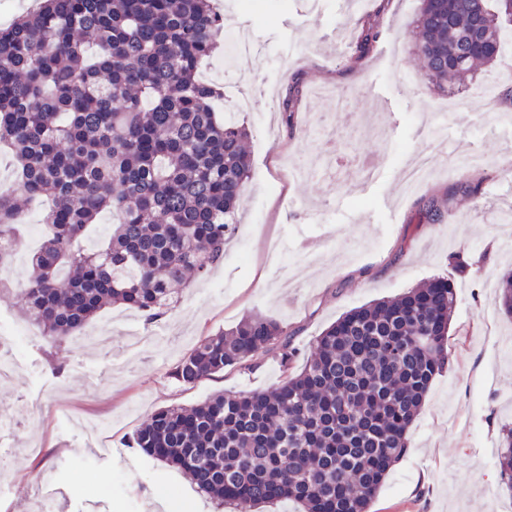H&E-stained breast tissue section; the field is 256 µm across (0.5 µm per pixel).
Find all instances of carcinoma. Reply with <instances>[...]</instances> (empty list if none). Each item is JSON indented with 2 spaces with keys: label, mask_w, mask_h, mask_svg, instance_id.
Returning a JSON list of instances; mask_svg holds the SVG:
<instances>
[{
  "label": "carcinoma",
  "mask_w": 512,
  "mask_h": 512,
  "mask_svg": "<svg viewBox=\"0 0 512 512\" xmlns=\"http://www.w3.org/2000/svg\"><path fill=\"white\" fill-rule=\"evenodd\" d=\"M224 15L217 0H40L0 28V142L15 184L0 191V242L17 240L22 214L47 201L22 311L56 346L111 304L162 315L171 287L204 279L237 230L251 159L246 127L219 121L216 88L197 77ZM414 52L434 88L490 74L512 0H421ZM378 19L360 24L365 50ZM112 213L95 250L88 225ZM421 221L443 212L421 198ZM512 314V273L499 284ZM454 288L437 278L354 308L298 351L277 321L252 317L201 339L171 375L194 384L274 357L277 386L155 410L131 445L185 473L208 496L252 512L294 501L304 512H368L407 432L448 360ZM497 466L512 484V428Z\"/></svg>",
  "instance_id": "carcinoma-1"
}]
</instances>
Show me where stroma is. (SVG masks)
I'll use <instances>...</instances> for the list:
<instances>
[{"label": "stroma", "instance_id": "obj_1", "mask_svg": "<svg viewBox=\"0 0 512 512\" xmlns=\"http://www.w3.org/2000/svg\"><path fill=\"white\" fill-rule=\"evenodd\" d=\"M420 0H389L382 35L368 53L353 42L363 13L344 0H222L229 23L249 31L253 52L224 78L257 93L300 86L295 120L243 112L251 131V175L241 228L224 262L203 281L174 289L155 322L122 305L103 309L55 348L29 326L0 344V512H233L198 493L179 469L130 447L152 411L189 407L224 393L276 386L269 355L250 370L194 384L171 378L204 337L252 316L284 326L301 357L352 308L399 296L436 277L456 292L449 362L408 431L410 450L390 471L370 512H512L497 455L512 427V318L497 286L512 270V100L454 96L423 81L411 30ZM481 157L449 173L448 153ZM361 154L377 169L368 182L331 176ZM433 157L421 192H402L410 160ZM482 193H458L463 179ZM438 199L441 224L418 221L420 198ZM30 211L13 262V288L0 292V318L24 324L20 290L38 246ZM460 255L467 270L452 263Z\"/></svg>", "mask_w": 512, "mask_h": 512}]
</instances>
